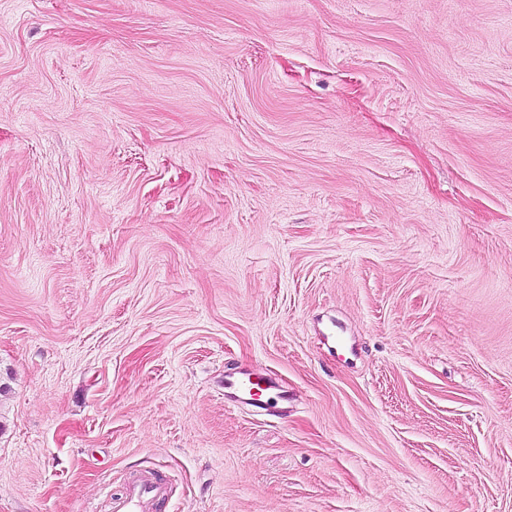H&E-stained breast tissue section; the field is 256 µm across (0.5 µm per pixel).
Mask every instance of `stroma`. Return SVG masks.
Segmentation results:
<instances>
[{"instance_id":"obj_1","label":"stroma","mask_w":512,"mask_h":512,"mask_svg":"<svg viewBox=\"0 0 512 512\" xmlns=\"http://www.w3.org/2000/svg\"><path fill=\"white\" fill-rule=\"evenodd\" d=\"M136 469L512 512V0H0V512ZM256 376V377H253ZM260 380L264 386L260 385ZM254 389L269 392L268 401L274 406L281 405L282 409H288V392L282 389L272 377L257 376L252 371L245 370L224 376V399L232 405L249 404L256 399L259 393Z\"/></svg>"}]
</instances>
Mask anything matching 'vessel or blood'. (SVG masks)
Segmentation results:
<instances>
[{"label":"vessel or blood","mask_w":512,"mask_h":512,"mask_svg":"<svg viewBox=\"0 0 512 512\" xmlns=\"http://www.w3.org/2000/svg\"><path fill=\"white\" fill-rule=\"evenodd\" d=\"M260 387L268 391L270 403L287 405V391L273 378L259 379L249 370L225 375L224 398L232 405L248 404L254 399L255 389ZM172 495L173 486L161 473L135 471L125 477L122 493L112 497L111 512H166Z\"/></svg>","instance_id":"obj_1"}]
</instances>
